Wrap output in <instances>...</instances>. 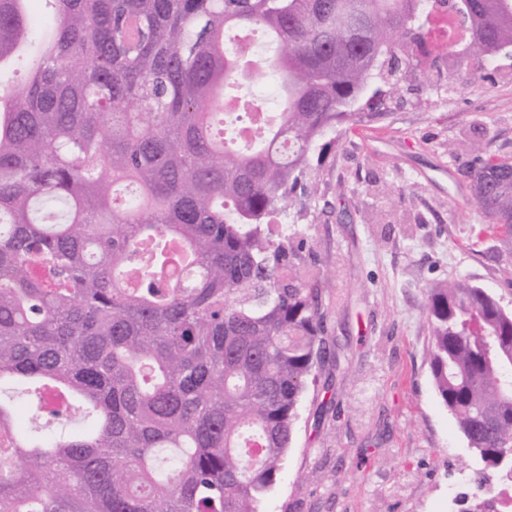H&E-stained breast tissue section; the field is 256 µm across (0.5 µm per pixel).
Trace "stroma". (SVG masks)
Here are the masks:
<instances>
[{"label": "stroma", "mask_w": 512, "mask_h": 512, "mask_svg": "<svg viewBox=\"0 0 512 512\" xmlns=\"http://www.w3.org/2000/svg\"><path fill=\"white\" fill-rule=\"evenodd\" d=\"M475 143L512 161V47L444 44L280 215L292 275L323 285L327 359L264 512H455L475 459L432 382L425 291L464 278L512 311V230L473 204Z\"/></svg>", "instance_id": "obj_1"}]
</instances>
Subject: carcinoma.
<instances>
[{
    "label": "carcinoma",
    "instance_id": "cac0c4a2",
    "mask_svg": "<svg viewBox=\"0 0 512 512\" xmlns=\"http://www.w3.org/2000/svg\"><path fill=\"white\" fill-rule=\"evenodd\" d=\"M0 0V512H260L325 355L320 285L283 277L263 228L293 205L314 147L356 124L377 77L397 91L426 54L425 0ZM448 32L493 59L512 0H439ZM261 29L275 50L276 127L224 139L239 88L224 47ZM512 224V163L472 173ZM186 284L165 278L168 242ZM430 371L481 467L461 512L512 486V312L458 279L427 289ZM23 385L19 425L1 385ZM90 427L49 430L40 412Z\"/></svg>",
    "mask_w": 512,
    "mask_h": 512
}]
</instances>
